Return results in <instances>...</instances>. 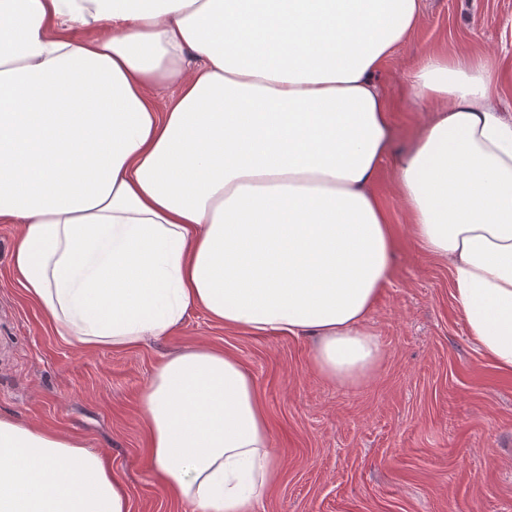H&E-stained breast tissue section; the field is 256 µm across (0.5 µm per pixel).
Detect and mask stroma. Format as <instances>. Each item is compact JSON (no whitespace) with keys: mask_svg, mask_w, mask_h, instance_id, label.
<instances>
[{"mask_svg":"<svg viewBox=\"0 0 512 512\" xmlns=\"http://www.w3.org/2000/svg\"><path fill=\"white\" fill-rule=\"evenodd\" d=\"M462 51L501 62V106L512 113V0H423L418 29L377 80L402 99L424 54ZM395 179L388 163L376 185L397 232L393 273L370 314L382 359L354 385L312 371L309 338L252 336L201 312L130 351L70 345L12 277L18 227L0 223V416L63 432L106 456L130 512H193L156 478L139 395L166 355L209 346L253 376L281 461L255 512H512V374L470 340L447 267L408 233Z\"/></svg>","mask_w":512,"mask_h":512,"instance_id":"35a3bbf8","label":"stroma"}]
</instances>
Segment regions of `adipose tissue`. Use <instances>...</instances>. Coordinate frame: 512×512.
I'll list each match as a JSON object with an SVG mask.
<instances>
[{"instance_id": "ef3b65f1", "label": "adipose tissue", "mask_w": 512, "mask_h": 512, "mask_svg": "<svg viewBox=\"0 0 512 512\" xmlns=\"http://www.w3.org/2000/svg\"><path fill=\"white\" fill-rule=\"evenodd\" d=\"M421 15V0H0V222L19 227L27 299L86 349L143 346L199 310L315 337L314 371L356 381L381 357L390 158L413 239L512 374V116L491 58L431 52L405 101L440 106L392 153L376 74ZM139 416L162 489L196 512H255L279 477L230 354L164 358ZM129 510L102 454L0 417V512Z\"/></svg>"}]
</instances>
